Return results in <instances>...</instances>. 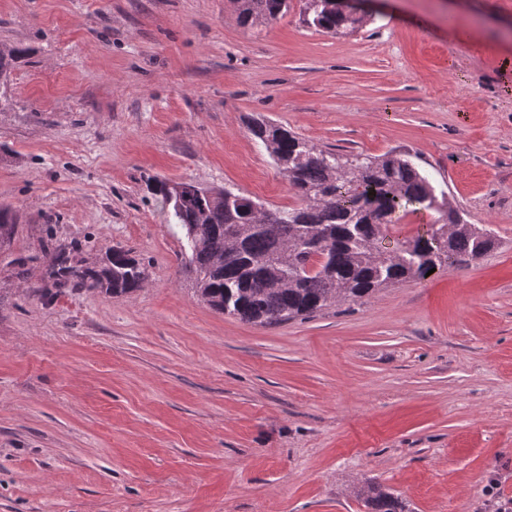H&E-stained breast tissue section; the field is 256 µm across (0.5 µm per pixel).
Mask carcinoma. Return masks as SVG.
<instances>
[{"instance_id": "1", "label": "carcinoma", "mask_w": 512, "mask_h": 512, "mask_svg": "<svg viewBox=\"0 0 512 512\" xmlns=\"http://www.w3.org/2000/svg\"><path fill=\"white\" fill-rule=\"evenodd\" d=\"M245 27L266 26L288 12V0H234ZM361 21L344 0H306L303 23L338 34ZM24 50L0 49V83ZM247 129L288 182L295 202L270 207L226 185L202 189L190 182L156 179L148 185L185 231L200 299L242 321L276 325L333 306L357 304L381 288L426 277L431 269L464 268L497 246L494 233L470 224L448 207L426 172L400 149L383 155L322 149L271 121L253 119ZM433 209L442 222L382 245L390 227L410 213ZM17 227L16 213L0 207V247ZM56 282L74 281L88 291L131 295L146 268L116 247L97 267H77L59 251L46 254ZM368 512H410L391 492L362 488Z\"/></svg>"}]
</instances>
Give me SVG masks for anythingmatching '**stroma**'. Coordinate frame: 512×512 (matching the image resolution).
<instances>
[{
  "mask_svg": "<svg viewBox=\"0 0 512 512\" xmlns=\"http://www.w3.org/2000/svg\"><path fill=\"white\" fill-rule=\"evenodd\" d=\"M305 0H0V512H411L512 503V0H371L350 34ZM409 151L497 248L364 303L263 326L193 290L153 179L288 206L248 132ZM133 296L58 288L46 254L108 249ZM239 23L245 27L266 26L288 12V0H233ZM360 495L366 503L369 512H410L408 505L392 492L362 488Z\"/></svg>",
  "mask_w": 512,
  "mask_h": 512,
  "instance_id": "35a3bbf8",
  "label": "stroma"
}]
</instances>
